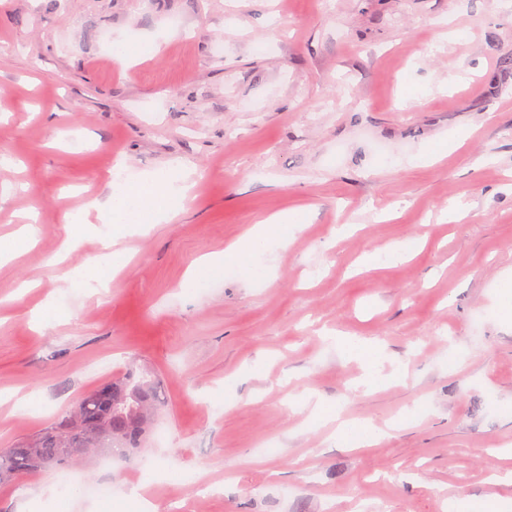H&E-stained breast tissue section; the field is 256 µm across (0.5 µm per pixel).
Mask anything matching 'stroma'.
Here are the masks:
<instances>
[{
  "mask_svg": "<svg viewBox=\"0 0 512 512\" xmlns=\"http://www.w3.org/2000/svg\"><path fill=\"white\" fill-rule=\"evenodd\" d=\"M177 163L182 209L131 225L88 288L113 171ZM284 211L304 223L262 276L188 286ZM25 224L0 264V448L130 357L164 410L141 457L23 476L0 512H512V0H0V244ZM338 336L380 348L371 386ZM340 419L382 436L338 445ZM124 264V254L120 251H112L105 259L92 269L91 279L97 287L105 288L110 282L112 272Z\"/></svg>",
  "mask_w": 512,
  "mask_h": 512,
  "instance_id": "stroma-1",
  "label": "stroma"
}]
</instances>
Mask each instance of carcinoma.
I'll use <instances>...</instances> for the list:
<instances>
[{
	"mask_svg": "<svg viewBox=\"0 0 512 512\" xmlns=\"http://www.w3.org/2000/svg\"><path fill=\"white\" fill-rule=\"evenodd\" d=\"M140 370L138 383L128 382L123 372L36 434L0 448V484L44 470L66 473L75 460L89 455L128 456L131 450L119 445L127 430L155 428L163 409L160 379L144 366Z\"/></svg>",
	"mask_w": 512,
	"mask_h": 512,
	"instance_id": "obj_1",
	"label": "carcinoma"
}]
</instances>
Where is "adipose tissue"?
Here are the masks:
<instances>
[{
	"mask_svg": "<svg viewBox=\"0 0 512 512\" xmlns=\"http://www.w3.org/2000/svg\"><path fill=\"white\" fill-rule=\"evenodd\" d=\"M183 181V173L170 174L164 170L127 178L122 186L112 191V223L105 233L106 238H119L126 225L145 224L161 212L179 210L185 198ZM300 224L299 213L273 214L243 239L227 246L219 257L201 262L191 275L203 280L223 275L225 269L233 268L244 277H252L260 272V256L268 245H288Z\"/></svg>",
	"mask_w": 512,
	"mask_h": 512,
	"instance_id": "obj_1",
	"label": "adipose tissue"
}]
</instances>
